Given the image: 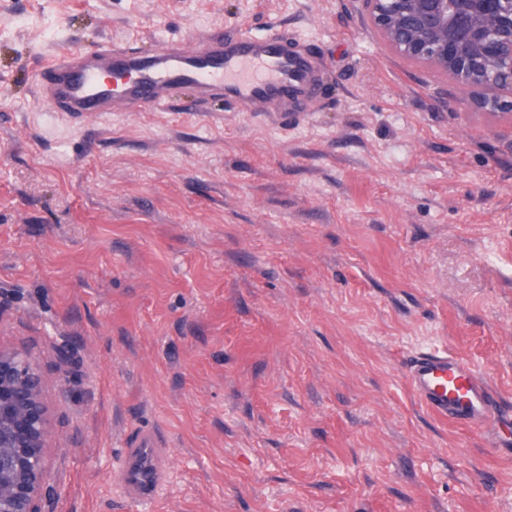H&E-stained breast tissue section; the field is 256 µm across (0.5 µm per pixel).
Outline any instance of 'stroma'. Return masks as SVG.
I'll return each instance as SVG.
<instances>
[{"label": "stroma", "mask_w": 512, "mask_h": 512, "mask_svg": "<svg viewBox=\"0 0 512 512\" xmlns=\"http://www.w3.org/2000/svg\"><path fill=\"white\" fill-rule=\"evenodd\" d=\"M245 23L317 51L304 119L37 98L61 52ZM463 96L362 0H0V345L47 378L44 512H512V453L403 373L445 350L512 404V115ZM141 430L146 508L112 482ZM155 431L139 433L124 448L120 466L112 472V482L126 497L139 503H150L168 480V448H164Z\"/></svg>", "instance_id": "stroma-1"}]
</instances>
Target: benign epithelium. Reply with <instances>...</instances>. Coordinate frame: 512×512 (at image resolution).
Here are the masks:
<instances>
[{
  "label": "benign epithelium",
  "instance_id": "7a95c632",
  "mask_svg": "<svg viewBox=\"0 0 512 512\" xmlns=\"http://www.w3.org/2000/svg\"><path fill=\"white\" fill-rule=\"evenodd\" d=\"M385 48L435 68L464 101L512 109V0H363ZM510 97V101L502 97ZM46 379L24 353L0 348V512H42L46 499Z\"/></svg>",
  "mask_w": 512,
  "mask_h": 512
}]
</instances>
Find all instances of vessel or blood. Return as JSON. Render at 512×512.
Wrapping results in <instances>:
<instances>
[{"mask_svg": "<svg viewBox=\"0 0 512 512\" xmlns=\"http://www.w3.org/2000/svg\"><path fill=\"white\" fill-rule=\"evenodd\" d=\"M280 32L200 36L195 47L169 44L151 54L132 45L104 44L50 59L38 80L41 100L70 115L117 110L154 112L178 89L197 101L221 99L241 111L280 115L307 112L305 91L317 78L311 52L288 51ZM406 377L417 401L439 419L463 427L499 428L512 408L467 363L447 353L410 357ZM168 450L153 431L139 433L123 451L112 480L126 497L150 503L168 480Z\"/></svg>", "mask_w": 512, "mask_h": 512, "instance_id": "obj_1", "label": "vessel or blood"}]
</instances>
